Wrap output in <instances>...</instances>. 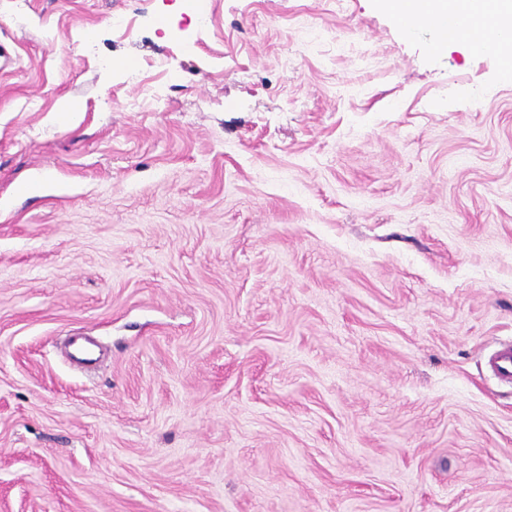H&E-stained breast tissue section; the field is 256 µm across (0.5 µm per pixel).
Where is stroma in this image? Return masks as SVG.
Returning <instances> with one entry per match:
<instances>
[{"label":"stroma","instance_id":"1","mask_svg":"<svg viewBox=\"0 0 512 512\" xmlns=\"http://www.w3.org/2000/svg\"><path fill=\"white\" fill-rule=\"evenodd\" d=\"M204 6L0 0V512H512V77ZM487 364L494 375L503 383H512V345L505 344L495 350Z\"/></svg>","mask_w":512,"mask_h":512}]
</instances>
